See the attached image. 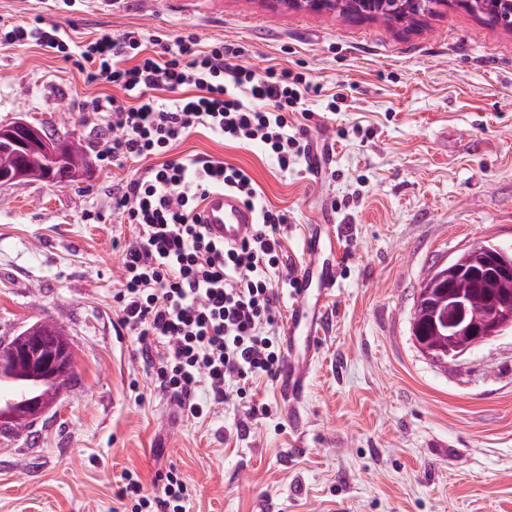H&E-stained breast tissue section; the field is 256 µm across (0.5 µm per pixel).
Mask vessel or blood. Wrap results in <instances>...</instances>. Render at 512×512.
I'll use <instances>...</instances> for the list:
<instances>
[{
	"label": "vessel or blood",
	"instance_id": "obj_1",
	"mask_svg": "<svg viewBox=\"0 0 512 512\" xmlns=\"http://www.w3.org/2000/svg\"><path fill=\"white\" fill-rule=\"evenodd\" d=\"M208 235L225 246L238 245L256 220L254 211L235 194L215 190L201 210ZM338 235L333 225L322 224L304 240V251L313 263L300 272L291 290L293 303L285 330V356L279 373V397L293 424H301L300 406L305 398L312 366L320 353L321 312L337 280Z\"/></svg>",
	"mask_w": 512,
	"mask_h": 512
}]
</instances>
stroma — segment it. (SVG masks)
<instances>
[{
    "mask_svg": "<svg viewBox=\"0 0 512 512\" xmlns=\"http://www.w3.org/2000/svg\"><path fill=\"white\" fill-rule=\"evenodd\" d=\"M36 19L78 45L191 29L245 47L253 67L303 73L321 92L294 119L335 156L321 180L203 132L172 154L247 169L288 214L295 269L325 210L342 236L302 426L264 381L251 400L185 418L151 386L112 302L135 232L112 190L148 166L99 159L87 106L116 90L41 48L0 47V124L58 128L92 161L73 183L0 184V340L48 320L75 362L58 406L0 436V512H123L120 475L149 485L171 463L189 512H512V332L440 364L410 331L435 265L483 241L512 249V32L453 0L409 27L273 0H0V30Z\"/></svg>",
    "mask_w": 512,
    "mask_h": 512,
    "instance_id": "obj_1",
    "label": "stroma"
}]
</instances>
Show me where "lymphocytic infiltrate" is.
Returning <instances> with one entry per match:
<instances>
[{
	"instance_id": "obj_1",
	"label": "lymphocytic infiltrate",
	"mask_w": 512,
	"mask_h": 512,
	"mask_svg": "<svg viewBox=\"0 0 512 512\" xmlns=\"http://www.w3.org/2000/svg\"><path fill=\"white\" fill-rule=\"evenodd\" d=\"M35 45L76 59L90 80L115 86L123 98L92 101L101 159L156 158L136 179L112 193L113 208L136 233L123 247V279L112 300L120 324L136 338L154 387L186 417L199 419L224 403L229 383L276 379L279 293L293 286L285 273L284 211L262 198L243 168L210 158L171 159L174 145L202 128L228 142L255 146L288 172L307 158L311 140L292 120L312 85L299 72L241 64V48L201 46L190 29L104 34L71 49L65 30L17 25L0 45ZM229 189L256 214L250 233L227 248L200 223L207 195ZM207 400H200L199 391ZM159 491L138 473L123 472L119 490L130 512H187L188 486L172 467L157 471Z\"/></svg>"
}]
</instances>
